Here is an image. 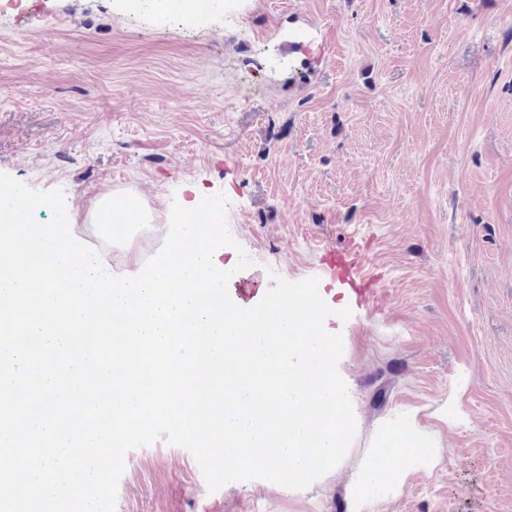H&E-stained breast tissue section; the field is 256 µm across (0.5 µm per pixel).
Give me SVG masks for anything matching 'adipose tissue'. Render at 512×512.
<instances>
[{"instance_id":"adipose-tissue-1","label":"adipose tissue","mask_w":512,"mask_h":512,"mask_svg":"<svg viewBox=\"0 0 512 512\" xmlns=\"http://www.w3.org/2000/svg\"><path fill=\"white\" fill-rule=\"evenodd\" d=\"M433 462L432 441L412 417L393 415L383 420L350 486L355 512H365L389 480L404 482L410 474L429 469Z\"/></svg>"}]
</instances>
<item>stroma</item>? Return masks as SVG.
I'll use <instances>...</instances> for the list:
<instances>
[{"label": "stroma", "instance_id": "obj_1", "mask_svg": "<svg viewBox=\"0 0 512 512\" xmlns=\"http://www.w3.org/2000/svg\"><path fill=\"white\" fill-rule=\"evenodd\" d=\"M301 36L335 65L300 77ZM0 172L63 189L95 245L113 195L164 225L224 193L225 258L245 249L267 289L319 277L343 336L357 431L335 468L212 491L159 440L127 452L114 512H350L396 412L438 462L369 512H512V0H224L190 30L121 0L0 9ZM353 244L364 303L322 263Z\"/></svg>", "mask_w": 512, "mask_h": 512}]
</instances>
